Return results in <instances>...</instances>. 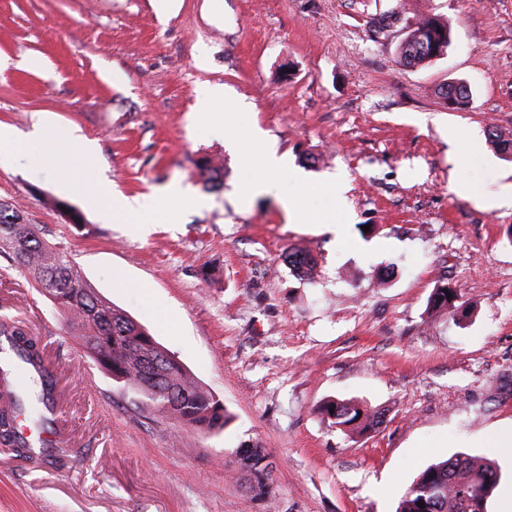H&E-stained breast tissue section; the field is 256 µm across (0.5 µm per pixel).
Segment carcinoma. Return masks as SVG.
<instances>
[{"label":"carcinoma","instance_id":"1","mask_svg":"<svg viewBox=\"0 0 512 512\" xmlns=\"http://www.w3.org/2000/svg\"><path fill=\"white\" fill-rule=\"evenodd\" d=\"M450 45L446 23L427 18L412 28L400 44L399 59L415 67L445 54ZM463 80L440 87L439 94L458 108L470 98ZM198 169L210 190L224 186V169L202 157ZM78 229L85 227L81 212L62 201H54ZM0 257L25 274L39 294L65 320L67 334L83 355L129 396L141 413L172 420L184 426L223 432L232 415L223 401L205 390L193 374L169 350L161 346L148 329L124 310L101 297L87 281L81 267L63 249L50 243L37 224H29L8 202L0 201ZM285 261L291 270L305 277L316 265L315 256L304 250L288 252ZM429 309L453 316H467V307L458 289L444 278L428 298ZM0 336L8 343L13 359L25 366L31 386L17 390L11 369L0 364V445L13 448L27 460L51 458L64 466V448L34 449L24 433L15 432L18 416H28L30 429L47 432L56 421L54 393L56 380L45 364L42 338L20 324L0 326ZM323 413L341 431L365 432L383 422L384 411L364 408L346 400H328ZM238 481L246 495L263 502L271 500L273 466L265 449L250 444L235 450ZM501 479L495 461L472 454H456L423 469L404 490L395 512H484ZM424 507H419L418 502Z\"/></svg>","mask_w":512,"mask_h":512}]
</instances>
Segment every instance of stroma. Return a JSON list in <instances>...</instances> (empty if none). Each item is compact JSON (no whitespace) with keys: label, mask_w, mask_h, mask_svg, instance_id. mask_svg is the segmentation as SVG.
<instances>
[{"label":"stroma","mask_w":512,"mask_h":512,"mask_svg":"<svg viewBox=\"0 0 512 512\" xmlns=\"http://www.w3.org/2000/svg\"><path fill=\"white\" fill-rule=\"evenodd\" d=\"M158 4L0 0V124L69 127L94 146L77 170L69 144L41 167L1 158L0 200L234 420L183 442L177 425L136 413L0 259V321L42 336L70 451L59 468L0 445V512H395L422 469L457 453L495 457L488 510L504 512L512 456L487 439L512 427V209L481 200L512 185V160L487 136H512V0ZM428 17L451 29L446 54L401 65L400 43ZM458 79L471 100L452 111L438 90ZM208 84L224 95L202 114ZM269 151L284 161L270 191L242 200L243 155ZM203 156L223 166V190H205ZM174 186L199 201L176 223L155 214L139 234L102 218L113 193ZM292 248L315 255L310 277L291 272ZM213 266L214 284L201 275ZM444 278L466 317L428 311ZM329 398L385 409L384 422L345 435L318 411ZM243 443L270 455L271 502L231 476Z\"/></svg>","instance_id":"1"}]
</instances>
